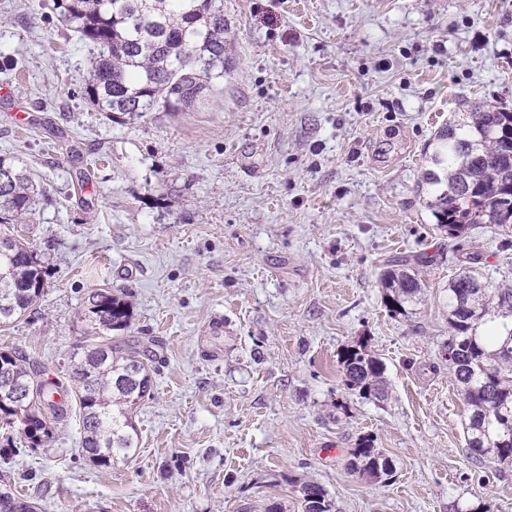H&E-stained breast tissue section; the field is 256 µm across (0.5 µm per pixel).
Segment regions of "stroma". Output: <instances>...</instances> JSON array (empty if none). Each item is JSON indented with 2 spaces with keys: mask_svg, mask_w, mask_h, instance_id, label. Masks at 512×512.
Masks as SVG:
<instances>
[{
  "mask_svg": "<svg viewBox=\"0 0 512 512\" xmlns=\"http://www.w3.org/2000/svg\"><path fill=\"white\" fill-rule=\"evenodd\" d=\"M228 70L203 104L105 118L82 96L93 57L53 0H0V155L40 189L1 224L43 256L34 312L0 329L71 391L109 288L123 334L150 343L135 455L81 453L80 410L38 448L0 423V475L38 512H512V464L464 451L465 404L441 358L448 282L476 257L512 286L491 224L449 239L417 192L423 149L469 101L512 109V0H224ZM428 253L407 314L384 305L390 260ZM384 366L385 399L344 385L343 351ZM394 462L348 463L360 438ZM351 455V469L361 476L378 480L383 476L391 477L394 472L392 461L379 448H375L373 440L368 437L360 439ZM299 492L304 512H332L333 503L321 486L314 483H303Z\"/></svg>",
  "mask_w": 512,
  "mask_h": 512,
  "instance_id": "1",
  "label": "stroma"
}]
</instances>
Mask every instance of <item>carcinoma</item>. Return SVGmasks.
Returning <instances> with one entry per match:
<instances>
[{
	"label": "carcinoma",
	"instance_id": "obj_1",
	"mask_svg": "<svg viewBox=\"0 0 512 512\" xmlns=\"http://www.w3.org/2000/svg\"><path fill=\"white\" fill-rule=\"evenodd\" d=\"M54 8L79 39L96 49L84 78L85 99L112 118L116 112H178L210 95L224 79V0H54ZM428 167L419 185L435 224L448 237H467L482 224L512 235V110L474 104L455 112L425 152ZM35 189L27 165L0 156V223L29 218ZM427 258L398 261L381 278L384 304L394 315L418 300L417 266ZM0 327L33 310L44 292L45 271L37 250L0 237ZM448 342L442 359L463 391L467 407L465 452L477 462L512 461V288H502L481 268L469 266L448 282ZM127 301L109 288L93 290L84 320L95 340L72 363L70 378L82 416V455L102 466L138 448L132 410L152 391L146 353L112 341L108 332L128 327ZM346 388L364 399L385 396L382 363L362 347L341 356ZM37 362L22 348L0 350V419L24 420V438L36 448L49 437L47 416L67 409ZM351 469L371 479L390 477L389 457L363 437L351 452ZM304 512H332L326 491L300 486ZM0 512H36L9 479L0 480Z\"/></svg>",
	"mask_w": 512,
	"mask_h": 512
}]
</instances>
